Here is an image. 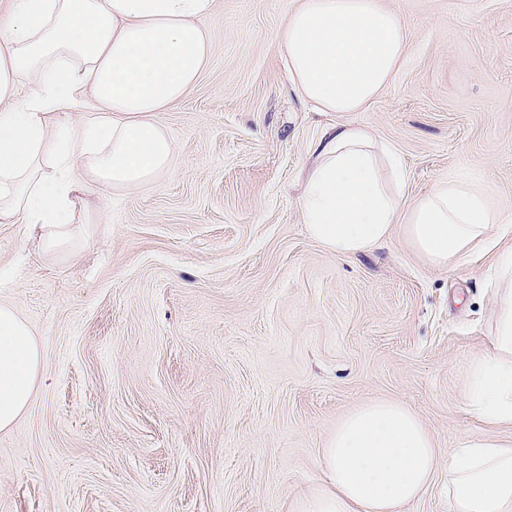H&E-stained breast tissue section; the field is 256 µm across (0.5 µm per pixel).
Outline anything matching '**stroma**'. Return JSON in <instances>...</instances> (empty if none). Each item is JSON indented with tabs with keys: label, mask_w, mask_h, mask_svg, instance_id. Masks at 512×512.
Listing matches in <instances>:
<instances>
[{
	"label": "stroma",
	"mask_w": 512,
	"mask_h": 512,
	"mask_svg": "<svg viewBox=\"0 0 512 512\" xmlns=\"http://www.w3.org/2000/svg\"><path fill=\"white\" fill-rule=\"evenodd\" d=\"M409 45L357 112L310 111L279 32L295 0H215L209 63L160 113L173 175L106 190L66 253L0 223V303L42 382L0 432V512H288L339 419L409 406L440 450L471 431L470 363L492 349L496 257L437 267L394 225L354 257L308 234L300 184L325 125L372 129L408 194L474 177L512 220V0H381Z\"/></svg>",
	"instance_id": "35a3bbf8"
}]
</instances>
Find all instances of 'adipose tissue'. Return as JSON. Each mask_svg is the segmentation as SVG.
Returning a JSON list of instances; mask_svg holds the SVG:
<instances>
[{
    "label": "adipose tissue",
    "mask_w": 512,
    "mask_h": 512,
    "mask_svg": "<svg viewBox=\"0 0 512 512\" xmlns=\"http://www.w3.org/2000/svg\"><path fill=\"white\" fill-rule=\"evenodd\" d=\"M214 0H8L0 20V222L28 225L35 248L69 249L78 188L134 190L170 171L159 112L208 65ZM279 41L299 99L317 112H355L392 81L408 47L381 0H296ZM32 92L18 95L20 82ZM91 116L72 113L78 97ZM298 203L311 238L340 256L383 245L404 224L414 248L444 266L497 254L491 354L473 360L465 408L512 426V225L463 176L408 196L391 145L350 124L323 129ZM41 349L28 322L0 304V431L27 409ZM448 473L452 512H512V441L464 436L440 455L403 402L379 400L342 417L321 451V478L289 512H404Z\"/></svg>",
    "instance_id": "obj_1"
}]
</instances>
